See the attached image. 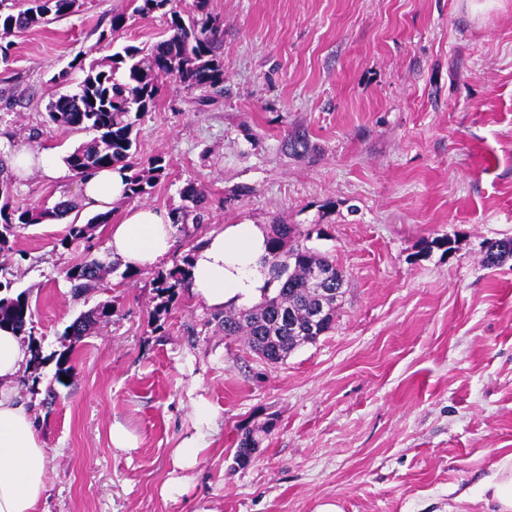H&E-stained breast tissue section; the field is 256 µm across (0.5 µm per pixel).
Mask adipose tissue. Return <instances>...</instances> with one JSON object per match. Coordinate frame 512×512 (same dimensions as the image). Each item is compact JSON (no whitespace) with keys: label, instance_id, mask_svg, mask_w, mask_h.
Masks as SVG:
<instances>
[{"label":"adipose tissue","instance_id":"ef3b65f1","mask_svg":"<svg viewBox=\"0 0 512 512\" xmlns=\"http://www.w3.org/2000/svg\"><path fill=\"white\" fill-rule=\"evenodd\" d=\"M128 173L121 167L104 168L81 182V199L89 207L111 209L126 195ZM176 230L170 215L153 207H131L108 230L107 256L134 270L160 265L171 253ZM266 232L257 224H227L212 233L191 255L190 292L209 308L251 307L273 294L274 284L264 271ZM31 358L20 336L0 330V512H37L47 484L48 449L30 412L20 403L12 384ZM197 433L186 436L172 451L176 477L162 492L182 494L184 471L194 469L206 451L199 430L212 420L206 401L194 409ZM493 512H512V454L497 463L482 484Z\"/></svg>","mask_w":512,"mask_h":512}]
</instances>
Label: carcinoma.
I'll return each mask as SVG.
<instances>
[{
    "label": "carcinoma",
    "mask_w": 512,
    "mask_h": 512,
    "mask_svg": "<svg viewBox=\"0 0 512 512\" xmlns=\"http://www.w3.org/2000/svg\"><path fill=\"white\" fill-rule=\"evenodd\" d=\"M0 35L6 37L34 26L48 24L78 11L80 0H13L9 11L1 9ZM134 12L143 18L155 13L169 15L167 36L149 50L128 44L114 54L110 63H92L84 67L74 58L70 67L85 70L79 91L62 94L47 108V123L64 131L88 130L96 133L89 142L80 145L64 158L66 165L78 177L106 167H129L133 156L132 132L136 122L155 107L158 79L173 75L187 90L214 88L224 81L223 23L207 9L208 0H194L191 13L184 16L171 8L172 0H135ZM128 16L115 11L109 27L99 34V41L113 42L127 27ZM167 164L161 158L148 163L146 170L129 177L128 197H142L154 183L166 176ZM13 179L8 159L0 154V253L12 250L11 238L18 229L56 220L73 210L70 200L53 207L35 209L14 208L9 197ZM188 205L179 212L174 223L198 225L208 210V196L197 183L189 181L181 191ZM111 214L100 213L85 224L72 222L61 245L69 246L87 239L93 224H107ZM311 232L303 233L295 224H273L268 232L266 255L262 264L271 281L277 283L275 293L258 304L243 309H229L215 314L218 326L226 338L242 337L260 359L279 363L296 348L315 342L332 327L336 309L343 296L344 271L328 254L310 245ZM512 257V238L490 240L485 246L483 263L494 267ZM110 262L92 257L65 272L73 294L80 295L93 283L115 271ZM330 274L328 287L337 293L327 297L325 286L317 282L320 273ZM189 256L153 279L159 295L167 296L165 304L173 302L178 291L190 288ZM327 310L321 324L310 329L312 315L320 304ZM112 316L104 306L79 316L69 327L73 336H83L102 319ZM34 311L29 297L20 292L0 297V329L9 328L25 336L32 329Z\"/></svg>",
    "instance_id": "cac0c4a2"
}]
</instances>
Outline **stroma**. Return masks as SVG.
I'll use <instances>...</instances> for the list:
<instances>
[{"label": "stroma", "mask_w": 512, "mask_h": 512, "mask_svg": "<svg viewBox=\"0 0 512 512\" xmlns=\"http://www.w3.org/2000/svg\"><path fill=\"white\" fill-rule=\"evenodd\" d=\"M79 12L13 35L0 64V154L66 156L90 131L45 133L51 99L84 78L75 57L106 62L151 47L166 20L131 17L99 33L129 0H81ZM224 22L221 89L166 79L135 125L136 168L168 174L141 199L169 213L201 184L209 210L195 242L226 224H295L315 232L346 274L333 328L286 361H260L224 337L213 312L181 293L160 318V268L113 272L73 295L65 272L105 253V225L67 174L15 179L14 204L70 199L87 242L61 222L17 233L0 280L35 311L39 353L15 383L47 444L39 512H487L481 482L512 454V259L482 265L486 241L512 237V0H209ZM66 72L63 83L53 75ZM40 138H30L33 129ZM303 136L307 149L288 141ZM448 238L451 251L434 247ZM106 305L109 321L67 335ZM73 367L60 381L58 361ZM214 422L187 491L161 494L171 453L194 433L193 404ZM121 423L138 448H113ZM255 459L234 453L245 432Z\"/></svg>", "instance_id": "obj_1"}]
</instances>
